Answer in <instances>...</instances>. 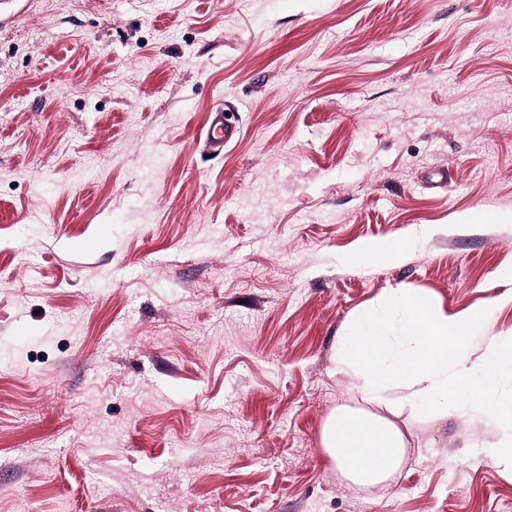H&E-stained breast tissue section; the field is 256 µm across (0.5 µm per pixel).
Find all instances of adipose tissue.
<instances>
[{
	"label": "adipose tissue",
	"instance_id": "obj_1",
	"mask_svg": "<svg viewBox=\"0 0 512 512\" xmlns=\"http://www.w3.org/2000/svg\"><path fill=\"white\" fill-rule=\"evenodd\" d=\"M400 320L402 342L391 336ZM486 310L448 313L420 293L402 291L360 312L336 344L334 359L361 384L364 406L340 405L326 417L320 444L342 479L378 487L405 462L409 442L390 416L376 411L391 385L418 387L427 408L442 414H484L497 426L479 453L512 462V398L497 383L512 377V349L492 332Z\"/></svg>",
	"mask_w": 512,
	"mask_h": 512
}]
</instances>
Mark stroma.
I'll return each instance as SVG.
<instances>
[{
  "label": "stroma",
  "mask_w": 512,
  "mask_h": 512,
  "mask_svg": "<svg viewBox=\"0 0 512 512\" xmlns=\"http://www.w3.org/2000/svg\"><path fill=\"white\" fill-rule=\"evenodd\" d=\"M510 267L512 0H0V512H512L413 388L386 486L320 444L357 312L507 344ZM417 235H413L408 238L405 242L394 245L388 243H378L368 247L362 254L366 255L367 258L370 259H393V260H401L407 250L412 246V244L416 241Z\"/></svg>",
  "instance_id": "1"
}]
</instances>
